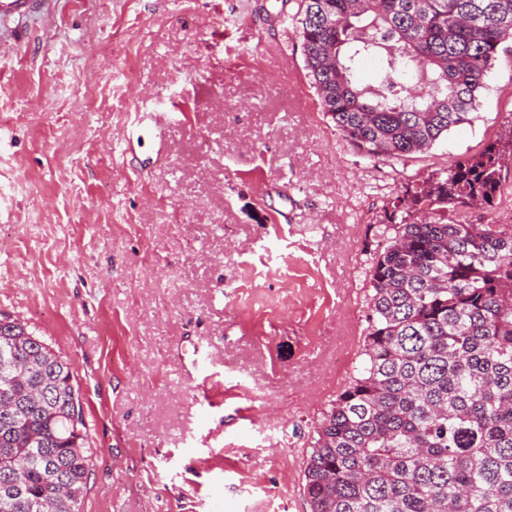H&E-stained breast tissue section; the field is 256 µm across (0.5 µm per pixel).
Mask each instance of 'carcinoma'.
Returning <instances> with one entry per match:
<instances>
[{"mask_svg": "<svg viewBox=\"0 0 512 512\" xmlns=\"http://www.w3.org/2000/svg\"><path fill=\"white\" fill-rule=\"evenodd\" d=\"M321 110L366 159L422 152L470 124L512 0H300ZM381 65L362 84L356 66ZM512 127L425 181L373 258L363 361L322 413L304 469L310 512H512V224L490 207ZM91 474L71 364L0 316V512H81ZM510 187H512V164H509V169L503 172L501 194L493 208L456 212L452 215L453 219L470 224H512Z\"/></svg>", "mask_w": 512, "mask_h": 512, "instance_id": "1", "label": "carcinoma"}]
</instances>
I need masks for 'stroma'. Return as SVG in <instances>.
I'll list each match as a JSON object with an SVG mask.
<instances>
[{"label":"stroma","mask_w":512,"mask_h":512,"mask_svg":"<svg viewBox=\"0 0 512 512\" xmlns=\"http://www.w3.org/2000/svg\"><path fill=\"white\" fill-rule=\"evenodd\" d=\"M297 9L38 0L0 21V314L73 365L83 512H309L311 437L362 359L395 203L512 124L503 51L472 124L362 158L320 110ZM139 117L167 145L123 152ZM453 218L512 224V168Z\"/></svg>","instance_id":"35a3bbf8"}]
</instances>
